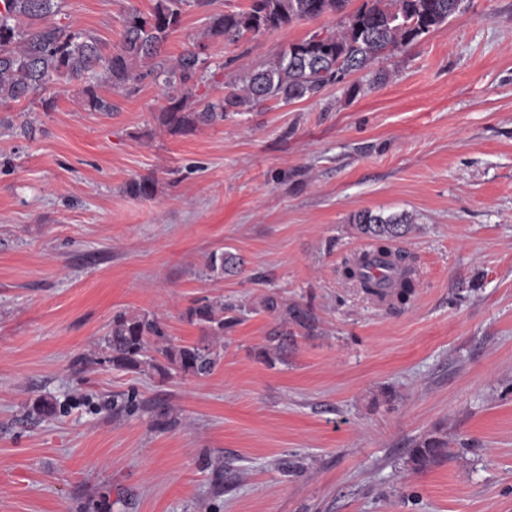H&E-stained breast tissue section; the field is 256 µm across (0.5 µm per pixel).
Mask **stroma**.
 <instances>
[{
  "label": "stroma",
  "instance_id": "stroma-1",
  "mask_svg": "<svg viewBox=\"0 0 512 512\" xmlns=\"http://www.w3.org/2000/svg\"><path fill=\"white\" fill-rule=\"evenodd\" d=\"M155 3L63 0L60 19L109 55L126 13ZM339 22L209 43L192 92L223 98ZM98 92L112 112L70 85L47 111L0 105V512H512V0H466L319 97L188 135L158 123L161 83ZM146 176L153 197L130 195ZM364 209L413 218L405 305L338 273L367 245L349 226ZM222 249L240 273L206 271ZM269 291L319 319L287 363L256 355L263 312L205 377L101 360L116 313L153 312L193 343L194 300L252 307ZM41 396L53 416L32 411ZM428 434L448 456L418 472L407 450Z\"/></svg>",
  "mask_w": 512,
  "mask_h": 512
}]
</instances>
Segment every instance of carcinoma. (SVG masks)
Instances as JSON below:
<instances>
[{"mask_svg": "<svg viewBox=\"0 0 512 512\" xmlns=\"http://www.w3.org/2000/svg\"><path fill=\"white\" fill-rule=\"evenodd\" d=\"M349 0H251L237 12H212L195 49L177 58L163 54V46L189 9L207 11L214 0H156L153 11H138L124 18L121 47L103 57L98 39L86 31H76L50 18L60 11L61 0H0V101L21 102L40 97L46 109L54 100L42 94L53 84L82 83L78 99L98 112L112 111V101L102 97L89 80L99 78L115 89L129 82L152 77L168 89L169 105L159 121L169 133L187 135L200 126L221 123L232 114L249 112L268 100L284 103L311 99L322 94L344 75L365 68L387 52L398 51L418 41L448 22L456 12L455 0H365L353 13L346 12ZM325 15H340L334 31L292 43L274 60L247 70L231 91L217 102L190 101L186 85L196 76L200 53L208 42L234 43L247 33L261 34L297 22ZM130 194L150 198L155 182L150 178L129 183ZM354 234L371 242L364 253H354L342 263L343 275L365 293L379 295L389 286L404 303L415 288L413 258L394 248L412 227L407 213L389 214L361 210L349 217ZM384 257L393 272L389 285L384 273H364L370 254ZM243 260L230 251L213 252L206 269L214 276L242 270ZM264 312L277 321L268 344L257 357L269 366L284 362L299 337L318 335L319 319L309 305L286 304L276 292L264 295L258 305L247 308L224 299L204 297L189 307L185 316L204 336L194 343L175 344L166 325L154 314L118 313L104 338L103 361L114 367L151 371L161 377L175 371L184 376L210 375L222 354L215 338L232 330L245 312ZM154 349L159 357L147 355ZM448 456L447 437L424 436L408 451L413 470L423 471Z\"/></svg>", "mask_w": 512, "mask_h": 512, "instance_id": "1", "label": "carcinoma"}]
</instances>
